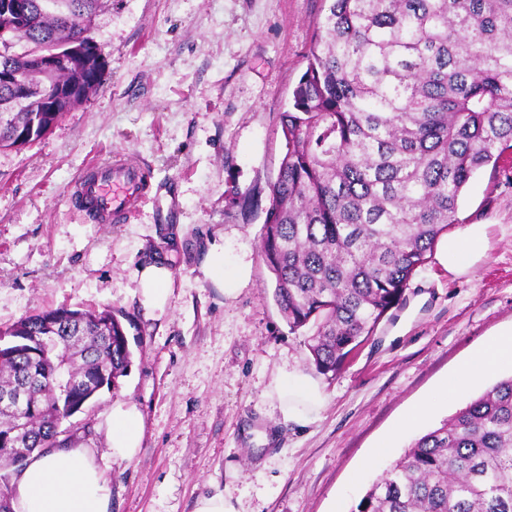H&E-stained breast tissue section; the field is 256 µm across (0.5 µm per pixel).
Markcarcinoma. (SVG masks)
I'll return each instance as SVG.
<instances>
[{"label": "carcinoma", "instance_id": "cac0c4a2", "mask_svg": "<svg viewBox=\"0 0 512 512\" xmlns=\"http://www.w3.org/2000/svg\"><path fill=\"white\" fill-rule=\"evenodd\" d=\"M18 2L21 26L0 11V148L41 139L59 117L45 99L70 78L65 64L40 76L16 46L79 33L102 0ZM104 69L86 60L91 88ZM280 124L260 249L280 313L333 377L457 223L473 175L512 149V0H330ZM132 357L110 309L1 327L0 400L23 388L27 405L21 433L0 409V471L73 443L86 426L62 442L55 426ZM352 512H512V375L416 439Z\"/></svg>", "mask_w": 512, "mask_h": 512}]
</instances>
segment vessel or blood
Returning <instances> with one entry per match:
<instances>
[{"mask_svg": "<svg viewBox=\"0 0 512 512\" xmlns=\"http://www.w3.org/2000/svg\"><path fill=\"white\" fill-rule=\"evenodd\" d=\"M151 180L146 166L113 157L93 161L81 171L75 199L96 223L117 224L127 220L149 192Z\"/></svg>", "mask_w": 512, "mask_h": 512, "instance_id": "vessel-or-blood-1", "label": "vessel or blood"}]
</instances>
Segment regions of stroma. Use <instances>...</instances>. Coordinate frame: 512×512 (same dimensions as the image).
<instances>
[{"mask_svg":"<svg viewBox=\"0 0 512 512\" xmlns=\"http://www.w3.org/2000/svg\"><path fill=\"white\" fill-rule=\"evenodd\" d=\"M326 0H104L88 32L106 68L83 103L40 140L0 149V327L46 308L129 316L133 362L73 423L91 432L112 486V512H193L221 491L239 512H353L409 445L492 386L460 398L442 385L483 344L512 329V149L478 170L460 201L459 236L484 250L455 271L433 252L402 304L336 376L306 425L285 422L268 391L279 372L314 373L259 252L270 186L283 158L280 114L307 65ZM152 173L148 199L121 224L80 212L82 168L114 152ZM250 195L258 207L242 210ZM173 274L164 310L145 309L137 269L149 247ZM224 247V282L206 276ZM248 263L249 276L238 268ZM231 295H224V288ZM135 403L144 439L133 460L107 454L113 403ZM431 404L379 459L377 442Z\"/></svg>","mask_w":512,"mask_h":512,"instance_id":"obj_1","label":"stroma"}]
</instances>
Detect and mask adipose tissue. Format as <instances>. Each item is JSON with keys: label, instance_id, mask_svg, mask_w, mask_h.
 <instances>
[{"label": "adipose tissue", "instance_id": "ef3b65f1", "mask_svg": "<svg viewBox=\"0 0 512 512\" xmlns=\"http://www.w3.org/2000/svg\"><path fill=\"white\" fill-rule=\"evenodd\" d=\"M172 272L164 263L144 264L138 274L143 305L151 310L166 306ZM512 366V332L501 335L477 352L448 382L449 395H461L470 383ZM272 394L283 418L295 423L310 421L322 409L325 396L320 385L299 370L282 371ZM108 454L113 461L132 460L142 446L144 420L133 403L113 404L108 414ZM14 512H112V489L94 449L78 444L33 452L14 470L11 480Z\"/></svg>", "mask_w": 512, "mask_h": 512}]
</instances>
